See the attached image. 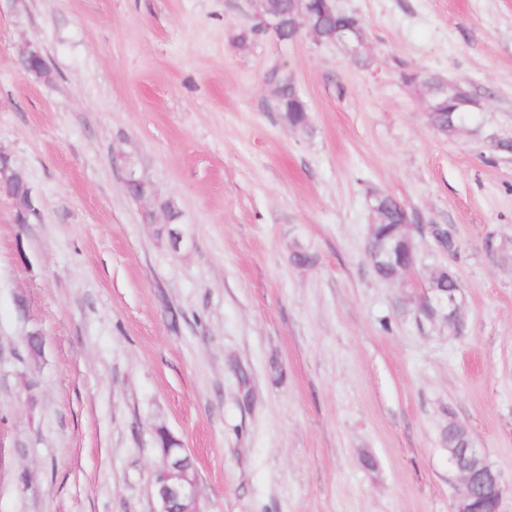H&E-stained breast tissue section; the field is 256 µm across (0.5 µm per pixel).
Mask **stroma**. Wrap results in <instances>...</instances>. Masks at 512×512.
<instances>
[{
	"label": "stroma",
	"mask_w": 512,
	"mask_h": 512,
	"mask_svg": "<svg viewBox=\"0 0 512 512\" xmlns=\"http://www.w3.org/2000/svg\"><path fill=\"white\" fill-rule=\"evenodd\" d=\"M335 3L360 59L252 33L257 0H0V151L38 210L0 193V512H152L159 427L202 512H451L452 421L512 476V0ZM436 79L471 97L451 132ZM376 194L456 255L417 233L378 279ZM445 263L460 336L402 305ZM279 88L276 110L281 112L283 120L292 130L308 134L311 131L308 105L288 71L280 67L273 68L267 76Z\"/></svg>",
	"instance_id": "stroma-1"
}]
</instances>
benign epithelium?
Returning <instances> with one entry per match:
<instances>
[{
    "mask_svg": "<svg viewBox=\"0 0 512 512\" xmlns=\"http://www.w3.org/2000/svg\"><path fill=\"white\" fill-rule=\"evenodd\" d=\"M420 304L455 321H460L461 289L442 293L428 285L419 298ZM449 460L459 476L452 503V512H475L481 498H490L493 512H500L508 482L500 470L488 462L484 450L463 436L458 448L448 449ZM152 512H201L196 474L188 473L181 455L161 450V461L152 474Z\"/></svg>",
    "mask_w": 512,
    "mask_h": 512,
    "instance_id": "benign-epithelium-1",
    "label": "benign epithelium"
}]
</instances>
